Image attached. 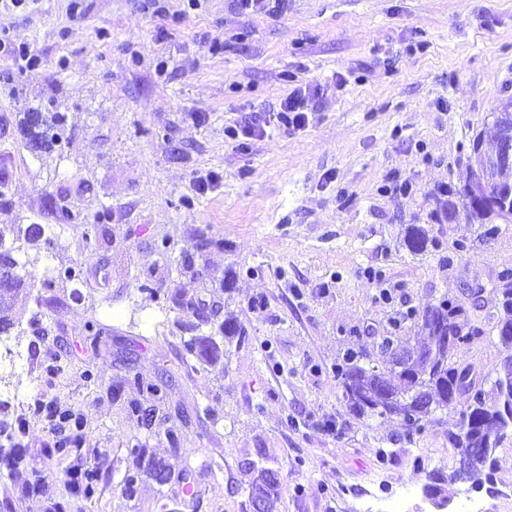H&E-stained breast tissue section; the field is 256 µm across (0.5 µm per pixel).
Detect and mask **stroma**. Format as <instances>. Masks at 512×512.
Returning <instances> with one entry per match:
<instances>
[{"label": "stroma", "instance_id": "stroma-1", "mask_svg": "<svg viewBox=\"0 0 512 512\" xmlns=\"http://www.w3.org/2000/svg\"><path fill=\"white\" fill-rule=\"evenodd\" d=\"M41 0L39 12L0 10V26L40 64L0 53V195L11 223L40 224L35 277H55L47 332L33 337L35 303L17 305L9 338L33 347L12 381L32 405L0 406V512H250L252 464L280 475L275 512H362L364 495H409L406 512H433L423 488L450 474L448 440L466 398L422 431L346 408L336 365L347 348L378 362L391 321L441 299L463 305L479 334L455 358L480 376L512 355L486 333L497 303L467 291L512 269V224L493 237L476 224L428 222L441 188L469 177L467 146L512 97V0H288L285 14H239L232 0ZM323 97L303 127L268 119L298 85ZM65 119L56 151L31 150L21 122L33 109ZM266 135L239 147L243 117ZM214 182L198 193L197 177ZM108 217L92 236L61 224L59 208ZM438 252L415 253L408 225ZM207 247H200L201 239ZM167 243L171 263L156 248ZM191 260L194 272L178 264ZM75 268L80 279L58 274ZM149 284L160 292L151 298ZM206 308L237 322L244 342L216 359L184 343ZM93 322L99 337L88 336ZM162 383L158 417L142 426L128 382ZM76 413L79 450L51 453L57 429L40 405ZM142 445L165 482L127 488ZM97 472L95 492H71L67 469ZM198 491L186 502L182 488ZM512 488V435L496 450L495 480L445 487L449 512L465 494ZM404 241L406 246L414 252L426 251L429 245L433 249L439 247L436 241L429 238L428 231L420 224H412L407 228Z\"/></svg>", "mask_w": 512, "mask_h": 512}]
</instances>
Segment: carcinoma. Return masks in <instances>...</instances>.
Returning a JSON list of instances; mask_svg holds the SVG:
<instances>
[{
	"mask_svg": "<svg viewBox=\"0 0 512 512\" xmlns=\"http://www.w3.org/2000/svg\"><path fill=\"white\" fill-rule=\"evenodd\" d=\"M495 130L492 135L478 134L474 140L491 150L499 144L502 131H512V97L500 102L496 108ZM25 130L31 145L40 150H52L60 145L59 116L49 117L42 113L30 112L25 118ZM512 164H490L483 167L482 179L488 184L503 188L512 187V179L507 173ZM464 189L448 190L445 197L437 200L436 208L430 213V220L439 223L448 213L459 215L467 224L490 225L485 233L491 235L499 231L497 223H512V216L489 206H469L464 200ZM106 217L102 210L93 216H83L68 208H60L58 219L63 224L81 221L92 231ZM14 241L18 246L0 250V280L12 284L11 292L0 294V333H7L15 327L12 310L18 302L28 301L31 294L26 292L28 281L33 277L29 271L30 260L14 257L13 251H20L27 245L32 248L51 241L43 238L41 227L30 224L25 228L16 227ZM406 246L414 252L434 249L439 244L430 239L428 231L420 224L410 225L405 234ZM496 290L499 295L495 311L488 315L489 333L496 335L499 343L512 347V271L500 275ZM417 328V342H412L389 331L380 337L379 349L386 356L383 366H365L357 360L354 352L346 354L344 363L336 366V376L340 380L343 400L349 411L362 419L391 418L401 419L409 429L419 431L423 421L438 410L448 408V398L453 393L460 365L454 361L457 344L470 341L472 332L463 329L465 309L446 299L433 306H426L410 313ZM448 329L457 341L448 343L439 339L442 331ZM189 354L202 359H212L218 352V343L213 334H199L186 342ZM132 391L149 394L155 400L163 399L162 386L145 384L139 378L132 381ZM512 431V372H495L492 393L483 388L470 397V403L463 412L457 429L448 434L451 443H457L460 436L467 438L468 446L480 449L486 467L495 466V454L507 432ZM255 470L250 496H261L265 512H273L280 495V482L265 484ZM73 489L90 497L94 493L96 471L86 470L69 475Z\"/></svg>",
	"mask_w": 512,
	"mask_h": 512,
	"instance_id": "cac0c4a2",
	"label": "carcinoma"
}]
</instances>
